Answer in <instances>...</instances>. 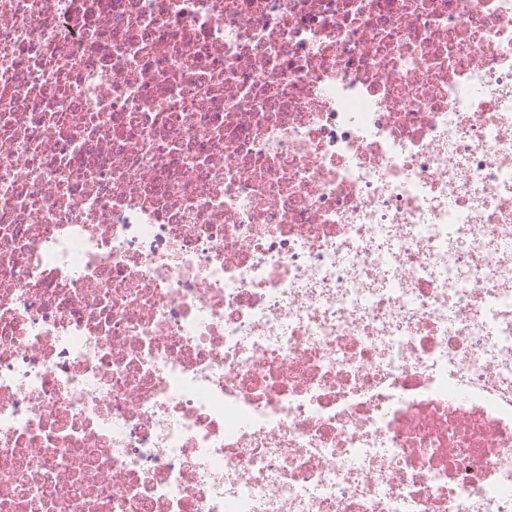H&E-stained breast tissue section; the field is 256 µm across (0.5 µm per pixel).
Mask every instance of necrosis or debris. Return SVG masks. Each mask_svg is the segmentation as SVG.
<instances>
[{
    "label": "necrosis or debris",
    "mask_w": 512,
    "mask_h": 512,
    "mask_svg": "<svg viewBox=\"0 0 512 512\" xmlns=\"http://www.w3.org/2000/svg\"><path fill=\"white\" fill-rule=\"evenodd\" d=\"M0 512H512V0H0Z\"/></svg>",
    "instance_id": "necrosis-or-debris-1"
}]
</instances>
